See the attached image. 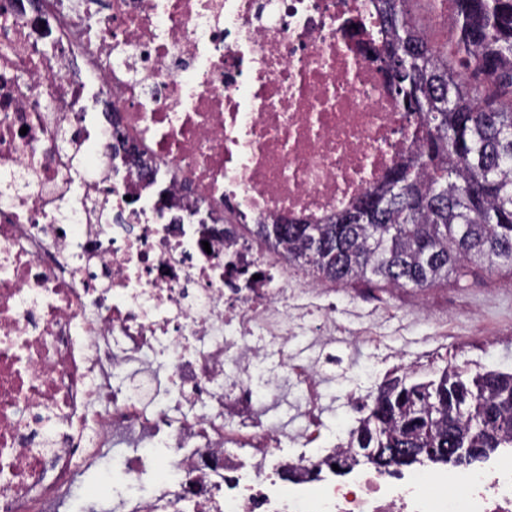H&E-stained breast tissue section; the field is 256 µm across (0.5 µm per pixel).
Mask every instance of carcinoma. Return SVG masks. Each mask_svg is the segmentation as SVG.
<instances>
[{
  "mask_svg": "<svg viewBox=\"0 0 512 512\" xmlns=\"http://www.w3.org/2000/svg\"><path fill=\"white\" fill-rule=\"evenodd\" d=\"M415 0H372L382 58L419 119L408 156L321 224H255L251 234L324 280L429 288L512 267V0H453L450 44L429 39ZM423 448L410 467L447 464L429 448L469 449L470 465L512 448V373H443L388 383L347 447Z\"/></svg>",
  "mask_w": 512,
  "mask_h": 512,
  "instance_id": "cac0c4a2",
  "label": "carcinoma"
}]
</instances>
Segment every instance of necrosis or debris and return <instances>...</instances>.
<instances>
[{"label":"necrosis or debris","instance_id":"necrosis-or-debris-1","mask_svg":"<svg viewBox=\"0 0 512 512\" xmlns=\"http://www.w3.org/2000/svg\"><path fill=\"white\" fill-rule=\"evenodd\" d=\"M380 37L370 0H0V512H512V453L339 481L232 426L274 358L321 432L336 303L295 312L242 227L322 223L408 153Z\"/></svg>","mask_w":512,"mask_h":512}]
</instances>
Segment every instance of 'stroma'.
Segmentation results:
<instances>
[{
  "mask_svg": "<svg viewBox=\"0 0 512 512\" xmlns=\"http://www.w3.org/2000/svg\"><path fill=\"white\" fill-rule=\"evenodd\" d=\"M332 297L339 362L322 377L319 387L322 437L301 445L306 399L291 383L278 388V407L252 419L259 431L283 434L282 454L312 455L348 442V400H370L387 381L436 380L453 368L471 376L489 370L512 373V269L490 275L479 271L467 280L423 290L352 282L334 288ZM380 314L385 320L379 346L348 340L349 330ZM393 351L398 359H390Z\"/></svg>",
  "mask_w": 512,
  "mask_h": 512,
  "instance_id": "1",
  "label": "stroma"
}]
</instances>
